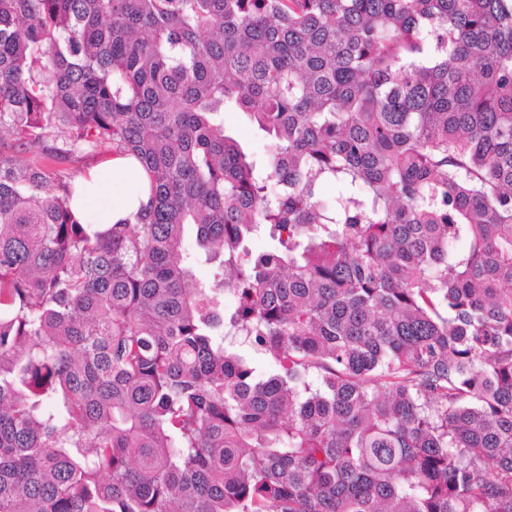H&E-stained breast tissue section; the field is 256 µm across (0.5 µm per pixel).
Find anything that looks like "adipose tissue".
I'll return each instance as SVG.
<instances>
[{"mask_svg":"<svg viewBox=\"0 0 512 512\" xmlns=\"http://www.w3.org/2000/svg\"><path fill=\"white\" fill-rule=\"evenodd\" d=\"M75 196L76 213H89L94 224H114L136 214L148 200L149 180L131 158L115 156L88 170Z\"/></svg>","mask_w":512,"mask_h":512,"instance_id":"1","label":"adipose tissue"}]
</instances>
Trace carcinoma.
<instances>
[{
    "label": "carcinoma",
    "instance_id": "obj_1",
    "mask_svg": "<svg viewBox=\"0 0 512 512\" xmlns=\"http://www.w3.org/2000/svg\"><path fill=\"white\" fill-rule=\"evenodd\" d=\"M0 512H512V0H0ZM224 126L229 134L256 157L265 154L269 140L250 123L244 113L232 108L227 109L224 112ZM80 183L82 190L72 206L78 214L89 213V224H116L148 201L149 180L134 158L106 159L88 170ZM184 252L195 261L196 279L201 282H207L211 279L213 265L204 260L201 251L197 247L195 237L190 235L184 245Z\"/></svg>",
    "mask_w": 512,
    "mask_h": 512
}]
</instances>
